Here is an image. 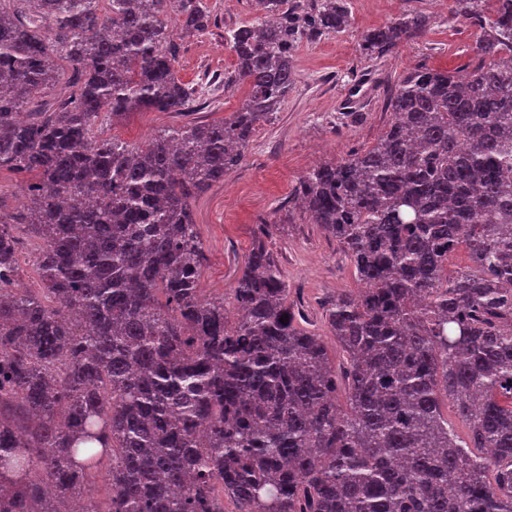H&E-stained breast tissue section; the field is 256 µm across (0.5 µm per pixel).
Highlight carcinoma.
I'll list each match as a JSON object with an SVG mask.
<instances>
[{
  "label": "carcinoma",
  "instance_id": "cac0c4a2",
  "mask_svg": "<svg viewBox=\"0 0 512 512\" xmlns=\"http://www.w3.org/2000/svg\"><path fill=\"white\" fill-rule=\"evenodd\" d=\"M452 2L481 30L476 63L408 73L377 142L292 195L363 284L327 309L338 366L262 241L235 321L204 296L191 200L279 111L299 44L349 25L348 0H255L263 19L225 36L238 111L141 148L95 122L190 109L175 37L208 27L204 0H0V170L34 176L0 219V512H512V0L490 20L486 0ZM429 23L408 13L362 51ZM19 224L42 240L37 290L16 287ZM104 459L103 503L85 490Z\"/></svg>",
  "mask_w": 512,
  "mask_h": 512
}]
</instances>
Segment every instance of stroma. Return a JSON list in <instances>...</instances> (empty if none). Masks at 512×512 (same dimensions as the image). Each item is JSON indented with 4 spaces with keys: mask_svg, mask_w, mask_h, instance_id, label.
<instances>
[{
    "mask_svg": "<svg viewBox=\"0 0 512 512\" xmlns=\"http://www.w3.org/2000/svg\"><path fill=\"white\" fill-rule=\"evenodd\" d=\"M211 24L179 40L176 73L195 85L200 100L190 112L157 109L121 119L101 114L96 136H118L142 147L160 130L230 118L245 86L232 83L236 59L226 32L256 21L251 0H207ZM451 0H349L347 28L314 43H301L294 58L295 84L286 102L256 133L241 164L223 182L193 201L203 242L200 286L204 294L232 299L233 289L257 238H264L288 285V300L302 309L307 329L325 340L331 355L340 349L325 320L328 303L358 288L350 260L317 225L289 215L288 200L300 178L317 165L347 159L373 145L388 127L389 97L401 78L419 67L458 71L470 63L478 29L456 18ZM429 15L426 36L397 50L367 56L364 35L405 13ZM270 225L261 236V225Z\"/></svg>",
    "mask_w": 512,
    "mask_h": 512,
    "instance_id": "35a3bbf8",
    "label": "stroma"
}]
</instances>
